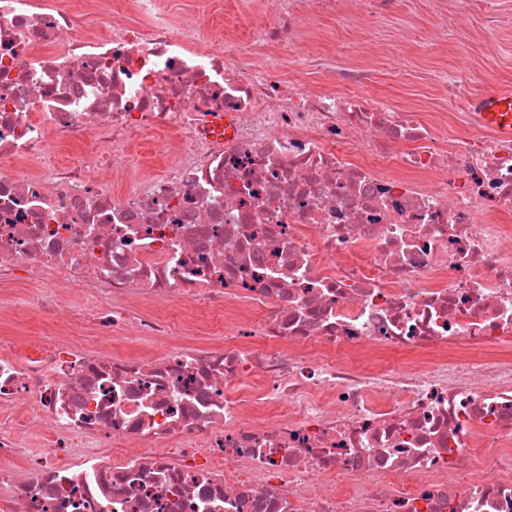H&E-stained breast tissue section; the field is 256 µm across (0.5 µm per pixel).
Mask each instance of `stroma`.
<instances>
[{
	"instance_id": "stroma-1",
	"label": "stroma",
	"mask_w": 512,
	"mask_h": 512,
	"mask_svg": "<svg viewBox=\"0 0 512 512\" xmlns=\"http://www.w3.org/2000/svg\"><path fill=\"white\" fill-rule=\"evenodd\" d=\"M496 15L495 22H488L483 7H475L468 26L455 31L447 44L399 48L395 39L403 29H421L437 21L431 0H404L371 31L381 71L367 93L395 102L421 97L438 69L451 81L467 77L480 93L512 91V0H497Z\"/></svg>"
}]
</instances>
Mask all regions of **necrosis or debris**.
I'll list each match as a JSON object with an SVG mask.
<instances>
[{
	"label": "necrosis or debris",
	"instance_id": "necrosis-or-debris-1",
	"mask_svg": "<svg viewBox=\"0 0 512 512\" xmlns=\"http://www.w3.org/2000/svg\"><path fill=\"white\" fill-rule=\"evenodd\" d=\"M399 2L0 0V512H512V140L304 47Z\"/></svg>",
	"mask_w": 512,
	"mask_h": 512
}]
</instances>
